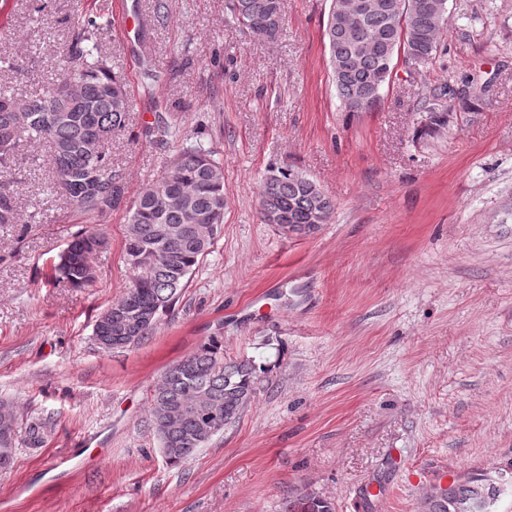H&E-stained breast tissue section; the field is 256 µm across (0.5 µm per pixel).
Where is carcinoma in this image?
<instances>
[{
	"label": "carcinoma",
	"instance_id": "carcinoma-1",
	"mask_svg": "<svg viewBox=\"0 0 512 512\" xmlns=\"http://www.w3.org/2000/svg\"><path fill=\"white\" fill-rule=\"evenodd\" d=\"M354 29L331 7L324 37L338 96L349 112H368L380 100L398 50L411 59L434 58L442 30L440 0H372ZM231 18L246 33L257 16L268 20L258 38L275 41L284 26L283 0H226ZM79 33L68 47L69 64L56 83L40 92L0 91V225L20 221L12 175L22 142L50 143L54 190L93 219L119 200L118 174L104 145L126 125L133 101L127 83L114 72L97 41V17L77 19ZM484 89L442 84L429 91L430 123L448 122V113L476 110ZM182 133V116H160L146 135L160 144ZM95 149L88 150L89 143ZM224 168L213 152L190 144L172 158L161 176L146 186L130 208L123 243L132 277L122 297L101 312L93 336L103 350L137 344L154 330L159 316L179 299L188 276L208 254L224 223ZM262 219L279 215L285 232L312 233L330 221L334 204L317 184L288 167L267 170L261 184ZM104 238L91 224L75 234L58 255L56 281L73 288L97 280L92 257ZM259 383L251 360L224 357L214 337L168 365L150 394L154 434L166 462L178 464L209 441L211 420L194 412L206 401L223 426L238 421L253 401ZM19 419L25 430L12 440L8 421ZM49 417L24 418L14 403L0 398V448H41L51 427ZM497 496L488 478H471L448 487L435 486L425 497L424 512H493L486 501ZM288 512H332L328 502L304 493L289 501Z\"/></svg>",
	"mask_w": 512,
	"mask_h": 512
}]
</instances>
